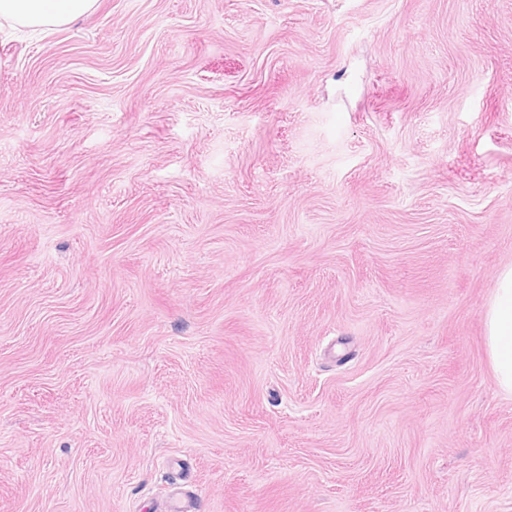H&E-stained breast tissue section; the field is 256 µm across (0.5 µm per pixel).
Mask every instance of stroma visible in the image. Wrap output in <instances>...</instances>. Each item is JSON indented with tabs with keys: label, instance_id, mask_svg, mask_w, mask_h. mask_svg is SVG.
<instances>
[{
	"label": "stroma",
	"instance_id": "35a3bbf8",
	"mask_svg": "<svg viewBox=\"0 0 512 512\" xmlns=\"http://www.w3.org/2000/svg\"><path fill=\"white\" fill-rule=\"evenodd\" d=\"M512 0L0 24V512H512ZM485 343L496 383L512 396V265L498 274L497 288L483 311Z\"/></svg>",
	"mask_w": 512,
	"mask_h": 512
}]
</instances>
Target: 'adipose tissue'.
Listing matches in <instances>:
<instances>
[{
  "label": "adipose tissue",
  "instance_id": "adipose-tissue-1",
  "mask_svg": "<svg viewBox=\"0 0 512 512\" xmlns=\"http://www.w3.org/2000/svg\"><path fill=\"white\" fill-rule=\"evenodd\" d=\"M97 0H0V20L27 29L63 27L90 13ZM485 343L496 383L512 396V265L498 274L483 311Z\"/></svg>",
  "mask_w": 512,
  "mask_h": 512
}]
</instances>
